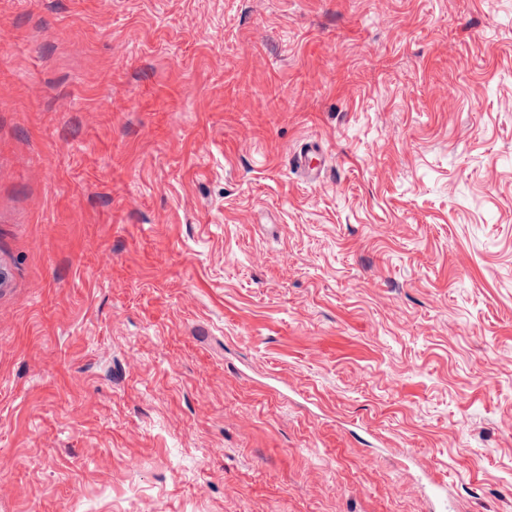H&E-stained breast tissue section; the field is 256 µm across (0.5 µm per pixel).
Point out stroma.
Returning <instances> with one entry per match:
<instances>
[{"label": "stroma", "instance_id": "1", "mask_svg": "<svg viewBox=\"0 0 512 512\" xmlns=\"http://www.w3.org/2000/svg\"><path fill=\"white\" fill-rule=\"evenodd\" d=\"M1 456L0 512H512V0H0Z\"/></svg>", "mask_w": 512, "mask_h": 512}]
</instances>
